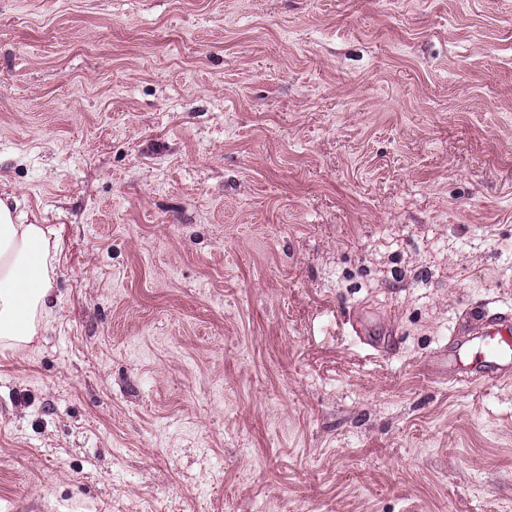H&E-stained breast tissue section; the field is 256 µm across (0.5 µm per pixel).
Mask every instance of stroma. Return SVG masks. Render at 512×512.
<instances>
[{
    "label": "stroma",
    "mask_w": 512,
    "mask_h": 512,
    "mask_svg": "<svg viewBox=\"0 0 512 512\" xmlns=\"http://www.w3.org/2000/svg\"><path fill=\"white\" fill-rule=\"evenodd\" d=\"M5 192L0 512H512V0H0ZM12 195L0 193V351L19 352L53 319L59 297L57 231L27 222ZM473 330H479L481 341L478 351L468 364L461 360L459 336H450L448 351L444 353V362L455 372L466 366L474 378H481L487 368H496L502 373L500 377H510L512 372V320L510 314L489 318L485 312L476 311L467 314L456 333L470 336Z\"/></svg>",
    "instance_id": "obj_1"
}]
</instances>
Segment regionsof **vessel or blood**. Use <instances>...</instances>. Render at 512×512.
I'll return each mask as SVG.
<instances>
[{"label": "vessel or blood", "instance_id": "vessel-or-blood-1", "mask_svg": "<svg viewBox=\"0 0 512 512\" xmlns=\"http://www.w3.org/2000/svg\"><path fill=\"white\" fill-rule=\"evenodd\" d=\"M479 332V348L470 362H462L461 337ZM444 362L451 370L467 369L474 378H481L485 369L494 368L503 376L512 375V316L488 317L485 312L467 314L457 335L449 337Z\"/></svg>", "mask_w": 512, "mask_h": 512}]
</instances>
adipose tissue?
<instances>
[{"instance_id": "adipose-tissue-1", "label": "adipose tissue", "mask_w": 512, "mask_h": 512, "mask_svg": "<svg viewBox=\"0 0 512 512\" xmlns=\"http://www.w3.org/2000/svg\"><path fill=\"white\" fill-rule=\"evenodd\" d=\"M20 203L0 195V351L19 352L53 319L59 297L56 230L28 222Z\"/></svg>"}]
</instances>
